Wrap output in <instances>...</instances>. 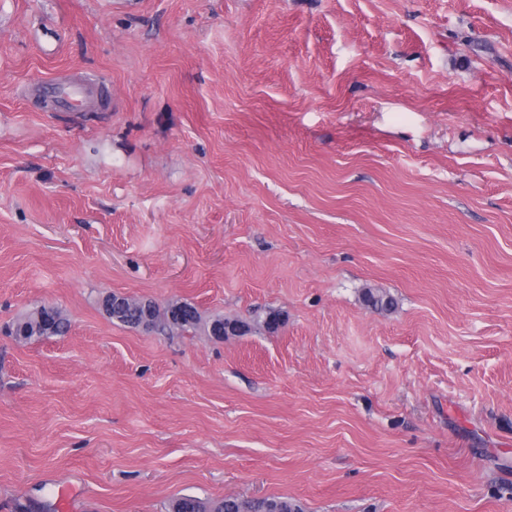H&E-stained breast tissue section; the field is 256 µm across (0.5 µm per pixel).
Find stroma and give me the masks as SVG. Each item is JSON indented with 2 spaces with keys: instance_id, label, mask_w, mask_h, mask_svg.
Returning <instances> with one entry per match:
<instances>
[{
  "instance_id": "35a3bbf8",
  "label": "stroma",
  "mask_w": 512,
  "mask_h": 512,
  "mask_svg": "<svg viewBox=\"0 0 512 512\" xmlns=\"http://www.w3.org/2000/svg\"><path fill=\"white\" fill-rule=\"evenodd\" d=\"M184 495L512 512V0H0V512ZM138 300H139V302H147L148 303V306L151 309V315H152V318H153L155 324L158 327H161L162 329H168L170 331H174V330L187 331L189 329H194L197 326V324L199 323L200 316L196 310V315H197L196 318H194L190 321H184L183 323L178 324V325H170L168 315H169L171 307L174 303L169 304L166 307H164L163 309H161L158 304H156L155 302H153L151 300H144V299H138ZM44 316L45 310L43 307H40L15 322V329L17 331H23V336H21L22 341L31 340L32 338H40L42 336L44 338H48L47 336H44V334L48 333L49 329H47V326H40L38 323V317H40L42 318L44 325L46 324Z\"/></svg>"
}]
</instances>
